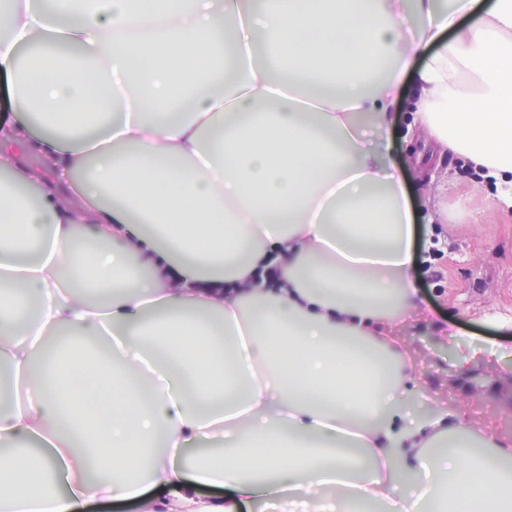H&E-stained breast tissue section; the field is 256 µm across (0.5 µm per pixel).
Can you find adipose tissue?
<instances>
[{
  "label": "adipose tissue",
  "instance_id": "1",
  "mask_svg": "<svg viewBox=\"0 0 512 512\" xmlns=\"http://www.w3.org/2000/svg\"><path fill=\"white\" fill-rule=\"evenodd\" d=\"M24 52L0 512H512V434L401 409L421 212L371 140L417 71L511 210L512 0H7Z\"/></svg>",
  "mask_w": 512,
  "mask_h": 512
}]
</instances>
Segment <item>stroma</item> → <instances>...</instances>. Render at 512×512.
Instances as JSON below:
<instances>
[{"label":"stroma","instance_id":"1","mask_svg":"<svg viewBox=\"0 0 512 512\" xmlns=\"http://www.w3.org/2000/svg\"><path fill=\"white\" fill-rule=\"evenodd\" d=\"M418 93L416 76L408 75L390 152L416 201L438 217L420 232L438 233L442 248L420 268L419 311L403 326L416 378L404 406L422 417L451 404L493 429L512 430V381L502 376L503 362L490 358L465 378L448 376L457 346L493 339L512 347V214L499 206L494 186L472 181L458 156L432 153L414 124Z\"/></svg>","mask_w":512,"mask_h":512}]
</instances>
